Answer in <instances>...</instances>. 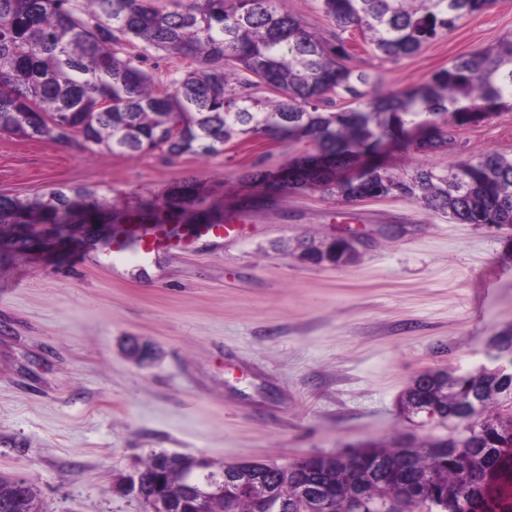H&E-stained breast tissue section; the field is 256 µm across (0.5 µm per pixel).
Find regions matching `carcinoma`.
Segmentation results:
<instances>
[{"label":"carcinoma","mask_w":512,"mask_h":512,"mask_svg":"<svg viewBox=\"0 0 512 512\" xmlns=\"http://www.w3.org/2000/svg\"><path fill=\"white\" fill-rule=\"evenodd\" d=\"M494 0H318L337 28L359 30L382 58L398 61L454 31ZM139 48L136 54L127 47ZM165 52L196 67L156 82L149 56ZM338 37L325 42L285 0H0V133L76 143L92 154L160 152L169 157L224 152L233 138L305 141L288 176L256 168L247 174L272 190H321L344 201L404 197L457 224L512 226V157L488 153L443 170L418 167L396 177L379 166L342 172L384 141L404 146L407 128L427 131L423 150L453 143L451 128L472 112L487 117L512 102V36L492 52L456 58L418 89L370 96L377 81L346 64ZM271 82L279 98L257 96ZM351 104L332 111L336 100ZM95 192L57 187L40 207L0 194V224H54L71 240L72 224H121L125 213L88 212ZM195 188L171 193L165 205L188 224ZM353 246L339 240L307 248L302 258L347 264ZM494 360L512 372V331L497 335ZM400 412L446 427L445 437L263 464L264 484L227 489L213 512H274L280 497L295 512H345L357 489L396 501L393 512H512V382L428 371L400 398ZM147 489L177 493L173 473L155 454L142 462ZM29 484L0 475V512H40Z\"/></svg>","instance_id":"cac0c4a2"}]
</instances>
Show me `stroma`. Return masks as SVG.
<instances>
[{
	"label": "stroma",
	"instance_id": "stroma-1",
	"mask_svg": "<svg viewBox=\"0 0 512 512\" xmlns=\"http://www.w3.org/2000/svg\"><path fill=\"white\" fill-rule=\"evenodd\" d=\"M509 35L512 0H496L395 62L359 32L344 38L376 95ZM454 136L438 151L390 143L372 161L403 175L512 157V108ZM307 148L241 136L211 157L112 156L0 135V193L21 202L65 185L131 212L190 184L194 211L239 217L233 240L188 237L120 272L106 229L60 250L51 225L0 224V473L29 478L43 512H145L115 486L153 451L282 466L443 435L402 415L399 398L424 372L488 364L491 338L512 330V226L451 223L404 198L268 195L241 178ZM22 234L34 244L21 252ZM337 237L354 238L353 262L300 259L301 243Z\"/></svg>",
	"mask_w": 512,
	"mask_h": 512
}]
</instances>
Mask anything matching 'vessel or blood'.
<instances>
[{"label":"vessel or blood","instance_id":"b4317fda","mask_svg":"<svg viewBox=\"0 0 512 512\" xmlns=\"http://www.w3.org/2000/svg\"><path fill=\"white\" fill-rule=\"evenodd\" d=\"M179 241L167 225L144 223L139 215H130L125 224L119 225L112 240L115 260L132 255L144 261L162 251H174Z\"/></svg>","mask_w":512,"mask_h":512}]
</instances>
